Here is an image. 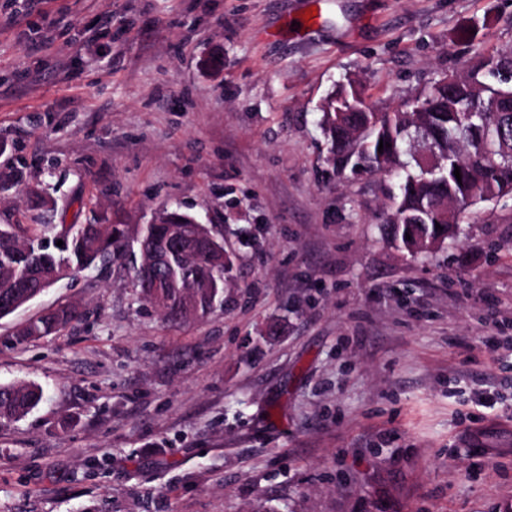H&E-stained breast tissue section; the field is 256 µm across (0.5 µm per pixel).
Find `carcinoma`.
I'll list each match as a JSON object with an SVG mask.
<instances>
[{
    "instance_id": "obj_1",
    "label": "carcinoma",
    "mask_w": 512,
    "mask_h": 512,
    "mask_svg": "<svg viewBox=\"0 0 512 512\" xmlns=\"http://www.w3.org/2000/svg\"><path fill=\"white\" fill-rule=\"evenodd\" d=\"M321 112L330 161L397 177L398 193L381 225L383 240L396 248L416 256L432 241L455 240L461 225L484 221L483 206L512 208V46L475 55L415 91L402 108L368 110L350 81L325 99ZM195 220L163 209L143 226L148 259L159 267L157 280L141 275L143 256L131 255L137 299L173 326L223 305L233 270L224 242L191 236ZM125 256L122 224H33L22 234L15 224H1L0 300L8 294L20 308L63 272L72 275ZM82 316L75 305L59 306L24 324L16 342L57 336ZM43 398L36 383L0 385V420L25 417Z\"/></svg>"
}]
</instances>
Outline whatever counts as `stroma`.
<instances>
[{
	"instance_id": "35a3bbf8",
	"label": "stroma",
	"mask_w": 512,
	"mask_h": 512,
	"mask_svg": "<svg viewBox=\"0 0 512 512\" xmlns=\"http://www.w3.org/2000/svg\"><path fill=\"white\" fill-rule=\"evenodd\" d=\"M511 44L512 0H0V224L178 208L235 257L189 326L124 260L0 319V385L44 389L0 422V512H512V214L411 257L394 178L320 127L347 81L385 112ZM59 303L83 318L15 344Z\"/></svg>"
}]
</instances>
